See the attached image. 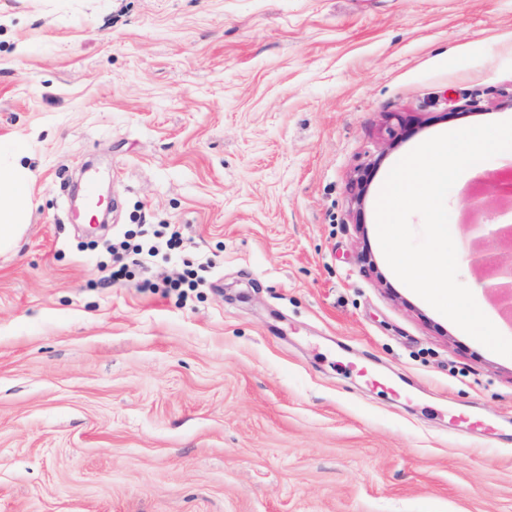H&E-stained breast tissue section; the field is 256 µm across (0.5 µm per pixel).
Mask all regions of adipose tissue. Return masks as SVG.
I'll return each instance as SVG.
<instances>
[{"label": "adipose tissue", "instance_id": "adipose-tissue-1", "mask_svg": "<svg viewBox=\"0 0 512 512\" xmlns=\"http://www.w3.org/2000/svg\"><path fill=\"white\" fill-rule=\"evenodd\" d=\"M17 147H0V253L15 250L27 228L30 208L28 166Z\"/></svg>", "mask_w": 512, "mask_h": 512}]
</instances>
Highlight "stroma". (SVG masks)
Returning <instances> with one entry per match:
<instances>
[{
  "label": "stroma",
  "instance_id": "obj_1",
  "mask_svg": "<svg viewBox=\"0 0 512 512\" xmlns=\"http://www.w3.org/2000/svg\"><path fill=\"white\" fill-rule=\"evenodd\" d=\"M512 0H0V512H512V357L397 278L375 207L425 140L512 120ZM97 171L118 205L72 222ZM447 197L474 241L500 157ZM363 202H356V195ZM178 224L155 285L103 244ZM193 272L197 287L171 280ZM22 156L18 147H0V254L16 249L28 225L31 171Z\"/></svg>",
  "mask_w": 512,
  "mask_h": 512
}]
</instances>
